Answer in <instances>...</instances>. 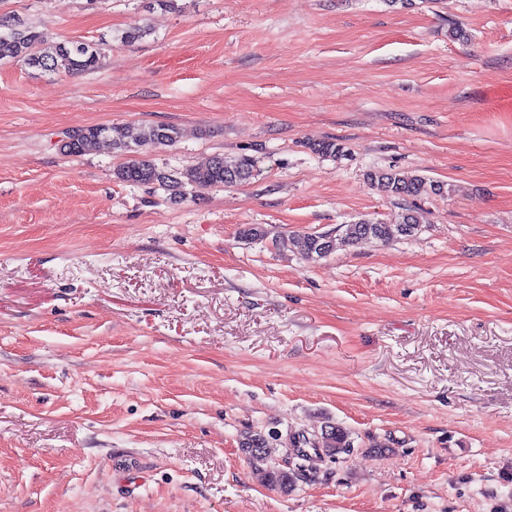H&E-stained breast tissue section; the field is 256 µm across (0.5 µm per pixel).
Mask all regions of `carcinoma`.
<instances>
[{"label":"carcinoma","mask_w":512,"mask_h":512,"mask_svg":"<svg viewBox=\"0 0 512 512\" xmlns=\"http://www.w3.org/2000/svg\"><path fill=\"white\" fill-rule=\"evenodd\" d=\"M100 52L94 45L79 41H53L45 33L21 24L0 20V61L9 60L49 73L64 72L80 74L90 71L98 64ZM179 131L173 125H145L136 137H131L121 125L103 124L79 130L74 142L63 144V151L71 155H82L93 151L102 144L126 155V161L115 171V178L136 186L157 185L173 195L184 197V188L195 191L212 187L241 184L252 179L257 173V161L251 156L224 157L217 155L208 162L182 169L165 170L159 167L152 153L177 142ZM312 150L324 157L340 159L346 156L345 147L327 140L316 143ZM366 179L380 192L394 198L420 197L428 193H442L445 184L431 181L422 176H408L393 168L373 169L366 172ZM421 231L417 216L406 209L390 221L359 219L345 228V241L355 244L363 240L381 243L414 237ZM268 235L258 224H248L239 231L244 242L259 241ZM282 246L294 249L302 259L317 261L327 257L335 249V239L327 234H314L302 238L281 241ZM300 444L292 445L288 467H269L272 455V435L262 432H247L240 440V448L247 455L249 463L263 474L266 483L284 493L296 486L297 481L306 478L308 461L312 457L303 448L321 449L315 458L336 459L352 447L347 429L327 421L321 427L320 442H312L303 433L296 434Z\"/></svg>","instance_id":"obj_1"}]
</instances>
